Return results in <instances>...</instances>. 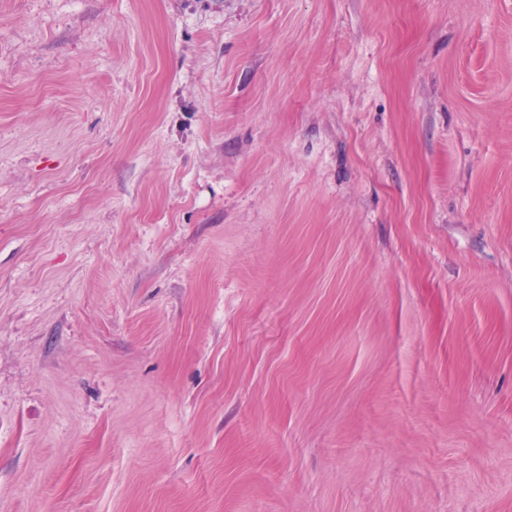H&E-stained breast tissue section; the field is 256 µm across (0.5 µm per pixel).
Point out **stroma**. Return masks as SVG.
I'll return each mask as SVG.
<instances>
[{"mask_svg": "<svg viewBox=\"0 0 512 512\" xmlns=\"http://www.w3.org/2000/svg\"><path fill=\"white\" fill-rule=\"evenodd\" d=\"M0 512H512V0H0Z\"/></svg>", "mask_w": 512, "mask_h": 512, "instance_id": "obj_1", "label": "stroma"}]
</instances>
